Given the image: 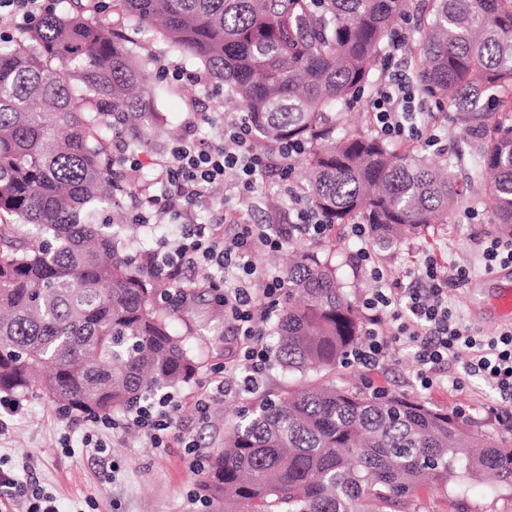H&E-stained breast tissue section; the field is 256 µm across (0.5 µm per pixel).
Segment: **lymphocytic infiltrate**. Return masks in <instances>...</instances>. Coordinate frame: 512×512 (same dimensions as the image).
<instances>
[{
    "label": "lymphocytic infiltrate",
    "mask_w": 512,
    "mask_h": 512,
    "mask_svg": "<svg viewBox=\"0 0 512 512\" xmlns=\"http://www.w3.org/2000/svg\"><path fill=\"white\" fill-rule=\"evenodd\" d=\"M387 66L389 79L376 84L369 97L377 134L391 140L424 137L436 143V135L426 134L416 121L419 95L413 83L395 60H388ZM303 152V145L293 142L276 145L271 151L263 149L249 114L229 113L221 121L216 139L203 141L187 134L169 148L161 165L164 195L143 202L137 221L153 224L165 216L177 218L188 207H210L222 193L246 199L258 176L268 168L271 156H278L281 165L287 167ZM229 171L236 175L231 184L224 181ZM286 192L288 208L296 217L294 223L252 224L237 219L229 233L218 223L188 224L176 241L145 257L149 268L166 271L169 276L178 277L184 268L198 267L210 272L214 285L223 286L224 315L239 338L238 358L230 370L243 373L249 389L257 385L267 363L263 343L266 324L286 288L282 272L259 265L257 255L279 251L292 236L321 240L331 232L324 218L305 205L296 182H289ZM347 235L357 245L352 254L355 266L369 272L375 282L372 291L360 300L367 327L353 353L354 361L375 369L389 357L391 342L403 343L413 350L416 387L423 393L446 382L455 383L451 370L454 365H463L469 375L495 390L505 419L512 421V330L495 336L474 335L448 306L449 288L467 281L468 269H449L428 256L412 275L414 287L406 288L401 277L378 264L369 225H348ZM175 407L174 395L167 392L134 407L128 420L144 432L152 447L163 448ZM15 500L23 502L25 512H59L52 495L21 480L12 468L0 463V503Z\"/></svg>",
    "instance_id": "lymphocytic-infiltrate-1"
}]
</instances>
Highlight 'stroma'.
<instances>
[{
    "label": "stroma",
    "instance_id": "stroma-1",
    "mask_svg": "<svg viewBox=\"0 0 512 512\" xmlns=\"http://www.w3.org/2000/svg\"><path fill=\"white\" fill-rule=\"evenodd\" d=\"M129 47L137 55L151 59L156 69H197L196 64L175 52L155 33L134 34ZM168 88V97L154 115L152 139L140 154L141 169L150 175V188L154 191L159 188L156 178L160 162L170 144L183 135L189 113L218 114L233 107L227 91H215L206 83L172 82ZM422 108V122L434 128L440 138L439 146L399 141L395 147L447 162L455 181L463 188L462 197L447 223L436 225L425 235L407 238L397 247L378 249V258L385 267L402 272L416 269L428 255L442 263L468 266L467 284L449 289L448 302L473 334L493 336L500 332V324L484 320L476 312L477 306L498 288L484 272L474 249L478 239L498 233L494 214L485 203L483 187L471 167V156L483 141L477 135L464 136L463 121L453 110L440 112L427 102ZM255 196L261 202L260 208L250 209L237 199L220 198L211 209L197 212L195 219L212 224L225 214L240 212L250 223H267L271 214L267 201L283 196L278 172L272 170L259 177ZM189 323L194 334L206 335L213 343L207 348L198 380L172 389L179 408L167 447H150L142 432L129 426L120 432L101 433L107 450L94 452L80 443L83 433L90 428L85 415L71 418L47 399L28 397L23 399V409L9 432L0 436V457L7 459L22 479L35 481L50 492L60 512H198L196 489L200 477L189 469L185 441H196L206 455L221 448L236 420V408L256 400L258 393L286 384L288 377L272 365L258 392L234 398L222 396L216 387L224 379L225 365L237 357L238 339L230 323L213 318L208 306L201 303L195 304ZM415 371L413 356L406 353L388 360L374 372L351 361L339 367L337 373L345 382L369 393L380 389L412 397L416 394ZM456 375L463 383L462 389L435 390L429 395V402L456 411L466 427L492 434L501 431V424L491 413L497 402L495 391L481 379L468 376L464 369H457ZM204 395L209 397L210 404L202 415L196 409V401ZM66 439L71 442L67 449L62 446ZM418 504L420 512H512V499L498 500L480 493L455 507L445 498L423 491Z\"/></svg>",
    "mask_w": 512,
    "mask_h": 512
}]
</instances>
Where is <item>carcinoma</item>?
I'll return each mask as SVG.
<instances>
[{
    "label": "carcinoma",
    "instance_id": "obj_1",
    "mask_svg": "<svg viewBox=\"0 0 512 512\" xmlns=\"http://www.w3.org/2000/svg\"><path fill=\"white\" fill-rule=\"evenodd\" d=\"M62 2L0 44V393L112 414L197 378L201 346L180 326L213 288L134 260L141 237L125 215L94 221L145 181L120 174L111 136L125 135L130 155L146 147L164 89L89 4ZM421 10L415 85L487 138L473 164L512 237V0H112L129 27L158 30L228 88L262 140L307 145L310 208L332 225L370 224L388 247L445 223L457 183L376 135H339L336 113L372 84L394 22ZM334 252L329 240L297 251L273 324L280 369L326 377L237 410L200 497L246 512H417L422 490L512 495V440L336 382L364 316Z\"/></svg>",
    "mask_w": 512,
    "mask_h": 512
}]
</instances>
